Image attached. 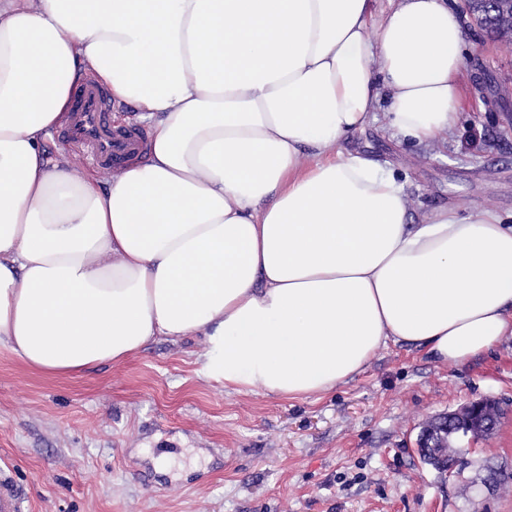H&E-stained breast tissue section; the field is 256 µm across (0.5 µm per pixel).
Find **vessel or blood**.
<instances>
[{"instance_id":"b4317fda","label":"vessel or blood","mask_w":512,"mask_h":512,"mask_svg":"<svg viewBox=\"0 0 512 512\" xmlns=\"http://www.w3.org/2000/svg\"><path fill=\"white\" fill-rule=\"evenodd\" d=\"M108 91L92 78L81 79L73 96L69 121L56 139L68 151L103 170H118L144 149L138 128L112 120ZM22 492L10 470L0 468V512H21Z\"/></svg>"}]
</instances>
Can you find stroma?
Segmentation results:
<instances>
[{
	"label": "stroma",
	"instance_id": "stroma-1",
	"mask_svg": "<svg viewBox=\"0 0 512 512\" xmlns=\"http://www.w3.org/2000/svg\"><path fill=\"white\" fill-rule=\"evenodd\" d=\"M459 77L448 140L401 143L385 119L340 148L388 163L413 218L448 206L512 216V47L481 36ZM204 339H158L121 364L55 377L0 346V468L24 512H512V342L453 368L396 346L321 398L229 393L203 369ZM504 414L469 464L439 474L417 438L478 399Z\"/></svg>",
	"mask_w": 512,
	"mask_h": 512
}]
</instances>
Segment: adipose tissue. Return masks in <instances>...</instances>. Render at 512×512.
<instances>
[{"label": "adipose tissue", "mask_w": 512, "mask_h": 512, "mask_svg": "<svg viewBox=\"0 0 512 512\" xmlns=\"http://www.w3.org/2000/svg\"><path fill=\"white\" fill-rule=\"evenodd\" d=\"M457 0H0V345L77 375L195 334L225 389L321 397L406 346L460 366L512 339V225L410 223L403 183L340 152L385 109L446 140ZM93 72L150 122L110 181L48 163Z\"/></svg>", "instance_id": "ef3b65f1"}]
</instances>
